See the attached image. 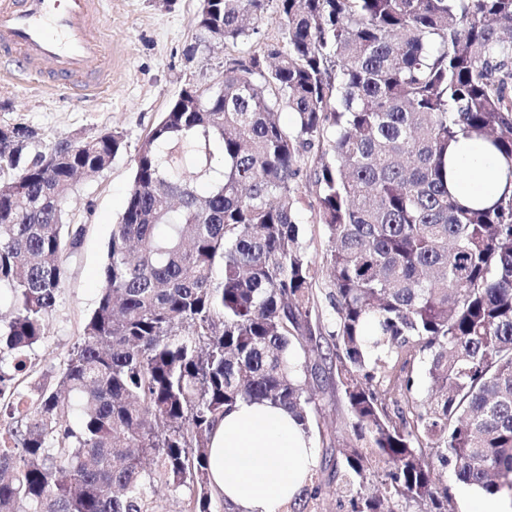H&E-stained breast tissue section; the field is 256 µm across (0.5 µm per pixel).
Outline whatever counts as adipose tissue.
Segmentation results:
<instances>
[{
	"mask_svg": "<svg viewBox=\"0 0 512 512\" xmlns=\"http://www.w3.org/2000/svg\"><path fill=\"white\" fill-rule=\"evenodd\" d=\"M511 164L480 139L448 152V190L460 203L492 205L505 190ZM317 465L306 430L287 409L242 402L213 431L208 472L214 490L237 512H281Z\"/></svg>",
	"mask_w": 512,
	"mask_h": 512,
	"instance_id": "adipose-tissue-1",
	"label": "adipose tissue"
}]
</instances>
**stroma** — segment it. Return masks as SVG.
Listing matches in <instances>:
<instances>
[{
    "label": "stroma",
    "mask_w": 512,
    "mask_h": 512,
    "mask_svg": "<svg viewBox=\"0 0 512 512\" xmlns=\"http://www.w3.org/2000/svg\"><path fill=\"white\" fill-rule=\"evenodd\" d=\"M201 0H104V77L92 99L51 89L35 77H24L16 62H0V126L33 128L41 144L64 136L87 137L106 130L124 135V148L103 171L81 177L67 200L72 223L81 225L80 246L66 252L68 277L49 321V331L35 351L34 367L18 376L21 390L31 392L52 381L80 341L88 315L100 296L106 247L123 211L132 183L133 158L160 121L171 101L188 86L208 88L224 77V65L243 59L281 40L276 6H269L258 32L245 44L214 39L198 23ZM297 222L308 255L322 261L329 240L316 221L318 200L307 182H299ZM322 383L319 406L310 422L317 450L315 477L321 496L306 512H339L331 474L352 420L336 388V370L307 355Z\"/></svg>",
    "instance_id": "stroma-1"
}]
</instances>
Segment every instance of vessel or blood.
Listing matches in <instances>:
<instances>
[{
    "label": "vessel or blood",
    "instance_id": "vessel-or-blood-1",
    "mask_svg": "<svg viewBox=\"0 0 512 512\" xmlns=\"http://www.w3.org/2000/svg\"><path fill=\"white\" fill-rule=\"evenodd\" d=\"M100 7V0H0V55L22 57L58 91L93 94L103 75Z\"/></svg>",
    "mask_w": 512,
    "mask_h": 512
}]
</instances>
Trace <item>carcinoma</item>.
<instances>
[{
    "label": "carcinoma",
    "instance_id": "cac0c4a2",
    "mask_svg": "<svg viewBox=\"0 0 512 512\" xmlns=\"http://www.w3.org/2000/svg\"><path fill=\"white\" fill-rule=\"evenodd\" d=\"M269 2L207 0L199 25L247 41ZM276 2L280 45L229 60L215 88L181 90L141 144L97 306L28 404L11 381L32 369L83 231L64 203L123 136L33 152L34 130L10 129L0 512H154L159 481L196 488L197 512H212L208 448L224 413L268 401L309 429L318 372L296 360L309 347L334 361L353 419L334 471L345 512H451L438 464L512 498V191L465 206L446 165L461 136L512 163V0ZM316 144L327 149L302 167ZM302 176L329 234L321 266L295 218ZM324 274L326 355L311 305Z\"/></svg>",
    "mask_w": 512,
    "mask_h": 512
}]
</instances>
